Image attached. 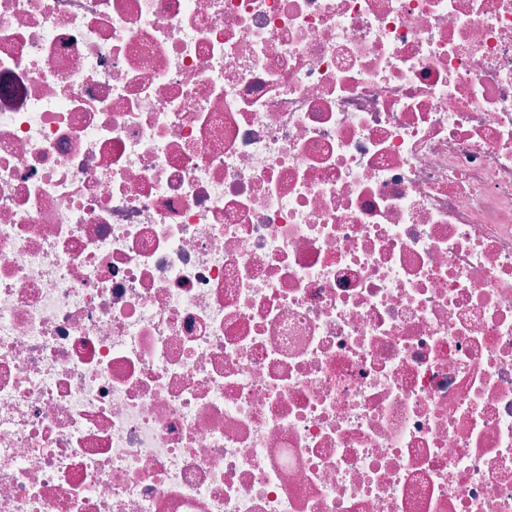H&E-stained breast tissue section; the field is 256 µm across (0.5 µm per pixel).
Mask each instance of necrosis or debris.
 I'll use <instances>...</instances> for the list:
<instances>
[{
    "label": "necrosis or debris",
    "instance_id": "necrosis-or-debris-1",
    "mask_svg": "<svg viewBox=\"0 0 512 512\" xmlns=\"http://www.w3.org/2000/svg\"><path fill=\"white\" fill-rule=\"evenodd\" d=\"M0 512H512V0H0Z\"/></svg>",
    "mask_w": 512,
    "mask_h": 512
}]
</instances>
